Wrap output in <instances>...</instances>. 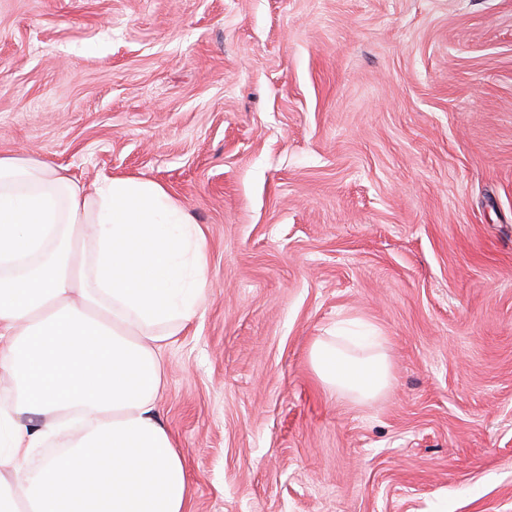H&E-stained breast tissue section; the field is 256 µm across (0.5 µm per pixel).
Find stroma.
<instances>
[{"mask_svg":"<svg viewBox=\"0 0 512 512\" xmlns=\"http://www.w3.org/2000/svg\"><path fill=\"white\" fill-rule=\"evenodd\" d=\"M0 148L203 227L189 512H512V0H0ZM332 327L383 396L319 383ZM345 336H318L312 343L310 362L318 380L326 387L352 396L357 401H370L390 385L391 365L382 346L383 337L373 336L368 344L355 343L352 351L336 340Z\"/></svg>","mask_w":512,"mask_h":512,"instance_id":"35a3bbf8","label":"stroma"}]
</instances>
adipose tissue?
<instances>
[{
  "label": "adipose tissue",
  "mask_w": 512,
  "mask_h": 512,
  "mask_svg": "<svg viewBox=\"0 0 512 512\" xmlns=\"http://www.w3.org/2000/svg\"><path fill=\"white\" fill-rule=\"evenodd\" d=\"M202 228L161 184L83 186L0 150V512H188L183 455L157 408L161 350L197 314ZM326 387L370 401L390 385L381 337H316ZM55 445L56 454L38 451Z\"/></svg>",
  "instance_id": "1"
}]
</instances>
